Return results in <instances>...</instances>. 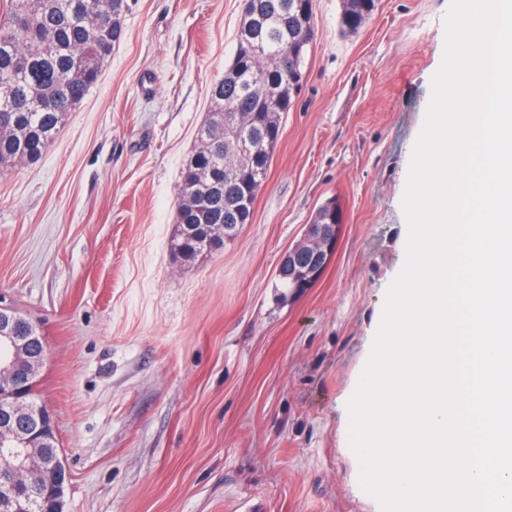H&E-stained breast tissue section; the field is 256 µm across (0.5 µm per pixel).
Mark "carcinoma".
<instances>
[{"label":"carcinoma","instance_id":"cac0c4a2","mask_svg":"<svg viewBox=\"0 0 512 512\" xmlns=\"http://www.w3.org/2000/svg\"><path fill=\"white\" fill-rule=\"evenodd\" d=\"M238 29L237 48L224 75L210 87L209 119L197 130V147L181 171L184 179L204 177L218 185L200 196L194 208L176 217L175 251L192 261L213 248L205 245L206 224L227 226L233 240L251 222L257 194L281 136L285 114L291 111L303 84L295 77L305 65L313 40L312 0H246ZM96 0H9L0 13V116L10 124L0 133V167L18 156L39 161L97 83L103 64L124 34V23L110 27ZM376 0H351L342 9L343 30L359 28L373 12ZM259 45L261 53L250 47ZM224 112H247L248 125L238 137L250 143L256 164L225 173L224 141L217 134ZM341 211L336 198L327 199L312 215L313 223L329 222ZM24 491L41 506L55 497L54 485L33 475L22 477Z\"/></svg>","mask_w":512,"mask_h":512}]
</instances>
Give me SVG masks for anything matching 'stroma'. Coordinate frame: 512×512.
I'll return each mask as SVG.
<instances>
[{"label": "stroma", "instance_id": "stroma-1", "mask_svg": "<svg viewBox=\"0 0 512 512\" xmlns=\"http://www.w3.org/2000/svg\"><path fill=\"white\" fill-rule=\"evenodd\" d=\"M451 2L376 0L347 35L341 0H313L252 220L188 263L172 246L178 184L242 0H127L60 135L0 169V295L44 335L64 512H378L348 403L406 262L403 199ZM332 196L336 252L285 295L281 258Z\"/></svg>", "mask_w": 512, "mask_h": 512}]
</instances>
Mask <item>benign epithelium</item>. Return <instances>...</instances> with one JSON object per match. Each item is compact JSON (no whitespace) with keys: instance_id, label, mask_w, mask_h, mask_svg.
Masks as SVG:
<instances>
[{"instance_id":"7a95c632","label":"benign epithelium","mask_w":512,"mask_h":512,"mask_svg":"<svg viewBox=\"0 0 512 512\" xmlns=\"http://www.w3.org/2000/svg\"><path fill=\"white\" fill-rule=\"evenodd\" d=\"M336 227L332 224H309L302 242L286 252L279 264L280 278L299 283V254L306 255L308 266L322 273L336 251ZM19 320L13 308L0 304V391L12 395V405L0 411V455L10 459L4 481L35 473L56 478V493L68 482L69 474L58 468L56 456L46 452L39 440L55 426L53 413L43 407L34 413L25 401L28 379L37 374L44 347L34 346L18 336Z\"/></svg>"}]
</instances>
